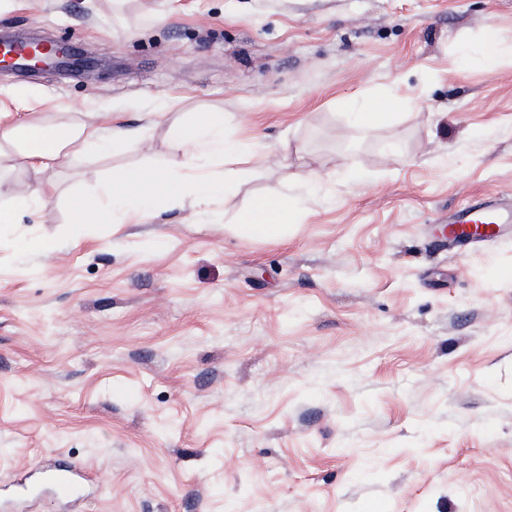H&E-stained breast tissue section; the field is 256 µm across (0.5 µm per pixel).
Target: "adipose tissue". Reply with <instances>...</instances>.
Returning a JSON list of instances; mask_svg holds the SVG:
<instances>
[{"mask_svg": "<svg viewBox=\"0 0 512 512\" xmlns=\"http://www.w3.org/2000/svg\"><path fill=\"white\" fill-rule=\"evenodd\" d=\"M170 139L176 149L192 157L205 154L234 155L241 150L239 141L223 124L210 119H198L187 125L172 127ZM101 140L99 128L85 123L58 127L35 126L23 133L13 126L0 127V143L21 142V159L39 168L76 148L97 144ZM224 186V181L197 175L178 188L168 178L131 171L113 175L110 181L113 199L125 201L134 198L138 201L131 213L122 214L120 221L124 224L131 219L143 220L169 209L183 194L192 197L196 205H211L223 196ZM291 217V210L280 200L259 198L252 203L237 230L252 236H263L270 233L276 224L288 222Z\"/></svg>", "mask_w": 512, "mask_h": 512, "instance_id": "adipose-tissue-1", "label": "adipose tissue"}]
</instances>
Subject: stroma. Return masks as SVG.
<instances>
[{
	"mask_svg": "<svg viewBox=\"0 0 512 512\" xmlns=\"http://www.w3.org/2000/svg\"><path fill=\"white\" fill-rule=\"evenodd\" d=\"M2 32L102 68L1 71V124L127 135L47 169L0 146V512L49 463L77 498L17 512H512V235L443 233L512 194V0H0ZM201 116L241 177L113 223L110 175L190 174L169 131ZM260 197L294 219L235 233ZM504 50V43L498 32L493 28L486 29L483 35V60L487 67H493ZM399 105L396 99L370 100L365 101L358 108H354L352 118L356 125L361 127H370L374 124H380L388 120L392 112H388Z\"/></svg>",
	"mask_w": 512,
	"mask_h": 512,
	"instance_id": "1",
	"label": "stroma"
}]
</instances>
